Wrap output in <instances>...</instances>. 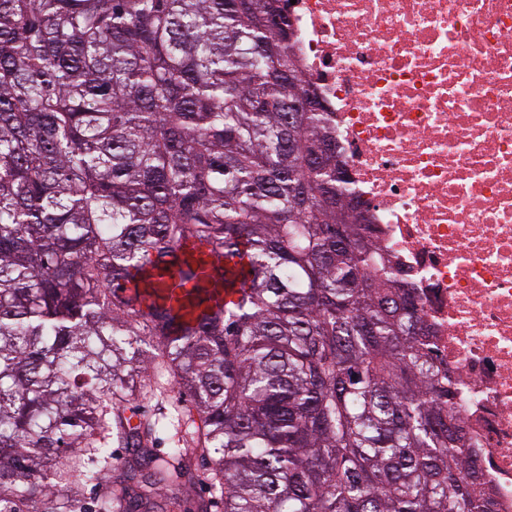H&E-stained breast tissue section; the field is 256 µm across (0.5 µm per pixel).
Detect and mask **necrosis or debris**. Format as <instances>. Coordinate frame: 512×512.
I'll use <instances>...</instances> for the list:
<instances>
[{
	"label": "necrosis or debris",
	"mask_w": 512,
	"mask_h": 512,
	"mask_svg": "<svg viewBox=\"0 0 512 512\" xmlns=\"http://www.w3.org/2000/svg\"><path fill=\"white\" fill-rule=\"evenodd\" d=\"M285 12L345 185L431 327L493 512H512V0Z\"/></svg>",
	"instance_id": "obj_1"
}]
</instances>
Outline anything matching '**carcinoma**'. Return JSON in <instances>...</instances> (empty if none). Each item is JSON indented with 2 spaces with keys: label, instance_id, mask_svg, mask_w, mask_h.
Returning <instances> with one entry per match:
<instances>
[{
  "label": "carcinoma",
  "instance_id": "cac0c4a2",
  "mask_svg": "<svg viewBox=\"0 0 512 512\" xmlns=\"http://www.w3.org/2000/svg\"><path fill=\"white\" fill-rule=\"evenodd\" d=\"M286 24L0 0V512H174L195 485L186 512H492L416 296L309 160L331 128L288 111Z\"/></svg>",
  "mask_w": 512,
  "mask_h": 512
}]
</instances>
